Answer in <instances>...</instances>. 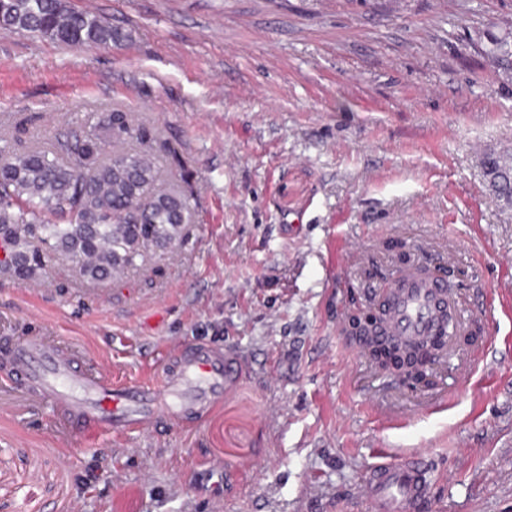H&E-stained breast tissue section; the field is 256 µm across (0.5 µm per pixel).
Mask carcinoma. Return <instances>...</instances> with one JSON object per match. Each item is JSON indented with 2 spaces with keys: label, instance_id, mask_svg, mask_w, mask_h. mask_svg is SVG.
Here are the masks:
<instances>
[{
  "label": "carcinoma",
  "instance_id": "cac0c4a2",
  "mask_svg": "<svg viewBox=\"0 0 512 512\" xmlns=\"http://www.w3.org/2000/svg\"><path fill=\"white\" fill-rule=\"evenodd\" d=\"M0 27L31 33L70 47L107 45L120 39L100 17L70 7L66 0H0ZM143 129L126 113L111 112L89 129L58 135L48 150L18 153L0 147V265L22 282L44 269L46 253L76 262L94 284L110 283L136 266L147 249L178 242L190 217V195L178 186L156 188L158 168L146 151L116 152L105 146L141 140ZM496 191L512 197V167L489 159ZM349 335L381 370L376 351Z\"/></svg>",
  "mask_w": 512,
  "mask_h": 512
}]
</instances>
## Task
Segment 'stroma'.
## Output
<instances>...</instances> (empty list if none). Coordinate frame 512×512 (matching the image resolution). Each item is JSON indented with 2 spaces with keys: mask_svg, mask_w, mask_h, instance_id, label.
Wrapping results in <instances>:
<instances>
[{
  "mask_svg": "<svg viewBox=\"0 0 512 512\" xmlns=\"http://www.w3.org/2000/svg\"><path fill=\"white\" fill-rule=\"evenodd\" d=\"M124 38L0 28V137L113 111L193 215L120 283L0 271V344L40 335L132 383L204 341L243 366L201 423L79 434L0 380V512H363L375 449L429 461L424 512H512V0H70ZM440 262L479 335L413 384L351 343L352 299ZM96 482L85 483L87 471ZM488 162H491V167L488 168L489 174L493 186L499 195L506 196L507 198L512 197V176L511 167L509 164L502 163L497 158H489Z\"/></svg>",
  "mask_w": 512,
  "mask_h": 512,
  "instance_id": "35a3bbf8",
  "label": "stroma"
}]
</instances>
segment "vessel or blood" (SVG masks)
<instances>
[{"instance_id": "1", "label": "vessel or blood", "mask_w": 512, "mask_h": 512, "mask_svg": "<svg viewBox=\"0 0 512 512\" xmlns=\"http://www.w3.org/2000/svg\"><path fill=\"white\" fill-rule=\"evenodd\" d=\"M381 302L389 316L379 337L417 346L441 329L448 282L426 266L407 269L383 285ZM0 352L31 393L64 408L70 424L87 436L140 430L160 416L176 424L201 417L223 402L242 374L233 353L207 342L181 346L158 381L147 385L83 371L72 354L38 336L7 343ZM426 470L419 453L379 455L363 485L368 512H420Z\"/></svg>"}]
</instances>
